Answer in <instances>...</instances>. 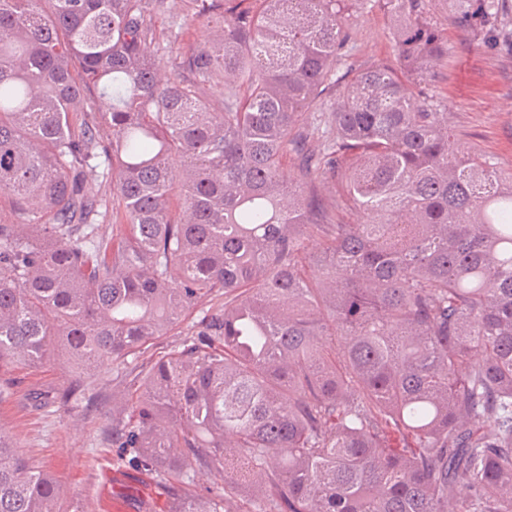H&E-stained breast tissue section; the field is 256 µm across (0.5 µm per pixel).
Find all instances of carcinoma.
Segmentation results:
<instances>
[{"instance_id": "carcinoma-1", "label": "carcinoma", "mask_w": 512, "mask_h": 512, "mask_svg": "<svg viewBox=\"0 0 512 512\" xmlns=\"http://www.w3.org/2000/svg\"><path fill=\"white\" fill-rule=\"evenodd\" d=\"M430 3L0 0V372L80 377L224 295L114 431L163 512H512V171L407 84L448 60ZM452 3L497 37L505 0ZM366 6L394 54L355 69ZM330 181L362 223L328 221ZM63 496L0 430V512ZM104 166L101 165L96 173H89L88 180L92 183L95 193L98 197L103 200L109 201L107 215L103 217H98V223L101 227V233L105 236H112V184L109 183V180H106L105 177L102 176Z\"/></svg>"}]
</instances>
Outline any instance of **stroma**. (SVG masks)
I'll return each mask as SVG.
<instances>
[{"label":"stroma","mask_w":512,"mask_h":512,"mask_svg":"<svg viewBox=\"0 0 512 512\" xmlns=\"http://www.w3.org/2000/svg\"><path fill=\"white\" fill-rule=\"evenodd\" d=\"M432 17L448 39V61L425 88L448 114L459 143L477 147L512 169V43L477 42L472 25L460 22L445 0H433ZM393 20L381 9L363 13L352 30V60L361 65L393 54ZM223 297L203 299L166 335L124 361L105 364L94 376L76 379L58 355L37 368L11 372L12 394L0 399V429L34 463L67 487L65 512H145L144 501L163 503L153 480L125 492L129 449L112 439V416L138 397L142 374L162 356L183 350L200 319L222 308ZM81 384L83 394L67 408L41 405Z\"/></svg>","instance_id":"1"}]
</instances>
